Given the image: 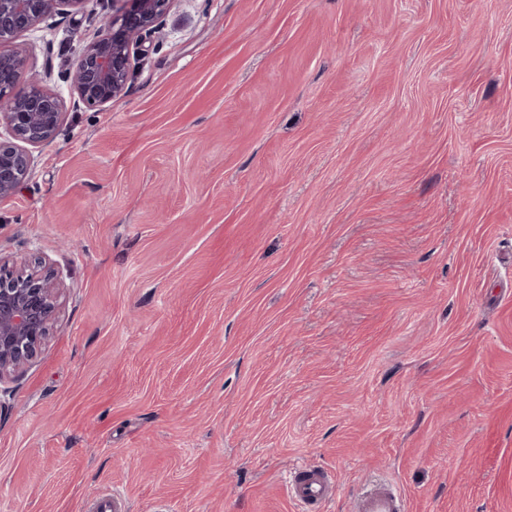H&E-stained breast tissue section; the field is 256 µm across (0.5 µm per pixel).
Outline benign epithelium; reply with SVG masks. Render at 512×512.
Here are the masks:
<instances>
[{
    "instance_id": "1",
    "label": "benign epithelium",
    "mask_w": 512,
    "mask_h": 512,
    "mask_svg": "<svg viewBox=\"0 0 512 512\" xmlns=\"http://www.w3.org/2000/svg\"><path fill=\"white\" fill-rule=\"evenodd\" d=\"M87 0H0V198L14 195L34 168L32 150L50 142L65 118L64 97L45 87L48 73L27 71L25 33L62 12L77 13ZM173 0H112L104 21L64 75L70 95L89 107L125 94L131 55L156 33ZM60 283L50 268L27 260L0 262V382L35 358L58 312Z\"/></svg>"
}]
</instances>
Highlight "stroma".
<instances>
[{"label":"stroma","instance_id":"1","mask_svg":"<svg viewBox=\"0 0 512 512\" xmlns=\"http://www.w3.org/2000/svg\"><path fill=\"white\" fill-rule=\"evenodd\" d=\"M111 0L24 35L62 76ZM0 199L61 310L0 385V512H512V0H173ZM288 494L302 506H320L332 495L333 487L328 475L315 468L295 467L288 477ZM356 512H404L402 495L387 481L371 484L356 496Z\"/></svg>","mask_w":512,"mask_h":512}]
</instances>
